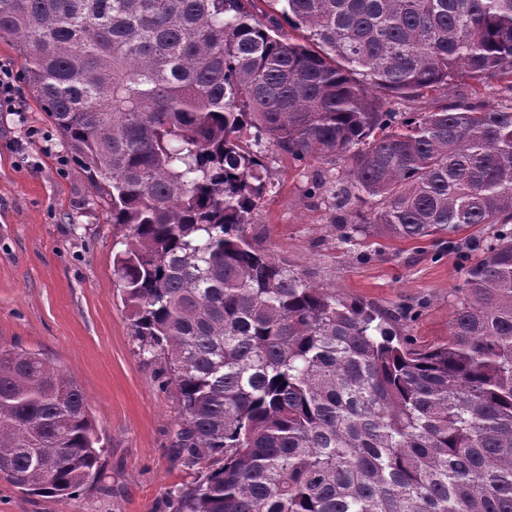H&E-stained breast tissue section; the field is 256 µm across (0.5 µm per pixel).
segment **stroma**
<instances>
[{
    "mask_svg": "<svg viewBox=\"0 0 512 512\" xmlns=\"http://www.w3.org/2000/svg\"><path fill=\"white\" fill-rule=\"evenodd\" d=\"M23 109L0 112V345L40 353L80 387L101 454V475L76 496H36L0 477V512H171L168 493L197 470L173 457L181 420L160 357L140 355L112 259L123 229L71 156L28 87ZM449 101L512 105L494 82L462 79ZM274 189L248 228L257 247L307 274L316 286L394 313L398 335L425 347L448 337L463 280L456 246L374 234L338 237L341 175L308 189L321 163L267 150Z\"/></svg>",
    "mask_w": 512,
    "mask_h": 512,
    "instance_id": "stroma-1",
    "label": "stroma"
}]
</instances>
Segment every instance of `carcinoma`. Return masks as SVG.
Returning a JSON list of instances; mask_svg holds the SVG:
<instances>
[{
  "label": "carcinoma",
  "mask_w": 512,
  "mask_h": 512,
  "mask_svg": "<svg viewBox=\"0 0 512 512\" xmlns=\"http://www.w3.org/2000/svg\"><path fill=\"white\" fill-rule=\"evenodd\" d=\"M253 2L0 0V40L127 231L116 286L177 389L174 458L205 464L172 512H512V108L372 94L512 92V0H270L265 21ZM264 144L342 165L345 242L496 225L447 341L414 346L249 241ZM97 443L76 382L0 346V477L68 499ZM465 98L470 102L494 107H510L512 94L496 82L481 83L472 79L456 81L448 88V103ZM377 96L381 98V100L385 103V109L391 110L393 112H414V111H425L428 108L435 106L438 100L446 99L447 97L438 98L439 95L435 94H425L423 97L415 98V99H405L400 97H395L384 93L381 90L375 92Z\"/></svg>",
  "instance_id": "carcinoma-1"
}]
</instances>
